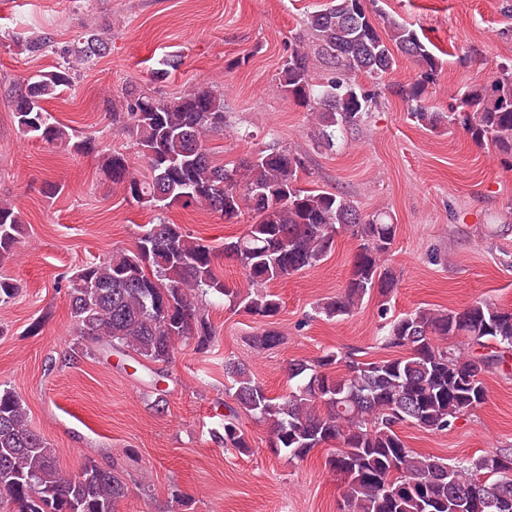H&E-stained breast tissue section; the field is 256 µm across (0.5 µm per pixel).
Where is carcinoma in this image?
Returning a JSON list of instances; mask_svg holds the SVG:
<instances>
[{
  "mask_svg": "<svg viewBox=\"0 0 512 512\" xmlns=\"http://www.w3.org/2000/svg\"><path fill=\"white\" fill-rule=\"evenodd\" d=\"M371 0H330L313 13L307 28L293 37L284 61L280 90L307 108L329 147L356 124L368 106L355 77L381 78L412 59L420 74L406 93L417 102L410 116L436 131L459 124L478 144L489 143L512 157V63L498 65L486 83L469 89L458 106L431 112L421 100L440 68L437 57L411 27L391 22L379 27ZM111 25L88 29L61 51L54 69L25 78L15 89L13 116L25 136L69 145L95 154L107 179L139 206L163 212L173 204L204 208L231 219L242 208L257 220L238 237L224 241V255L239 266L246 287L235 288L214 271L213 248L179 224L162 218L143 226L135 251L79 267L68 277V302L81 349L90 355H117L165 365L177 342L194 337L210 347L213 332L199 298L213 295L255 318L281 310L272 282L323 262L335 238L357 241L352 268L336 297L316 306L328 320H340L377 293L383 298L380 340L407 354L372 362L329 351L288 367L292 382L272 397L247 365L224 361V447L248 451L239 417L244 412L266 424L271 447L302 460L316 448L331 447V468L342 476V512H512V448H495L469 460L448 463L413 451L398 433L401 425L446 431L486 401L482 375L512 359V308L479 300L459 309L417 308L388 316L387 303L398 276L388 265L396 225L363 215L339 193L299 186L300 159L288 149H260L238 164L210 160L208 138L224 131V93L197 87L166 96L157 89L131 86L109 101L112 121L129 125L144 171L130 168L121 153L106 152L95 138L76 143L52 121L46 99L74 86L80 70L109 51ZM330 68L322 81L312 77V61ZM24 234L23 218L9 200L0 201V261L13 254ZM19 292L0 273V304ZM468 341L463 357L448 339ZM345 363L333 376L332 365ZM127 486L110 466L87 459L71 473L55 450L30 425L21 398L0 389V506L8 512H116Z\"/></svg>",
  "mask_w": 512,
  "mask_h": 512,
  "instance_id": "obj_1",
  "label": "carcinoma"
}]
</instances>
